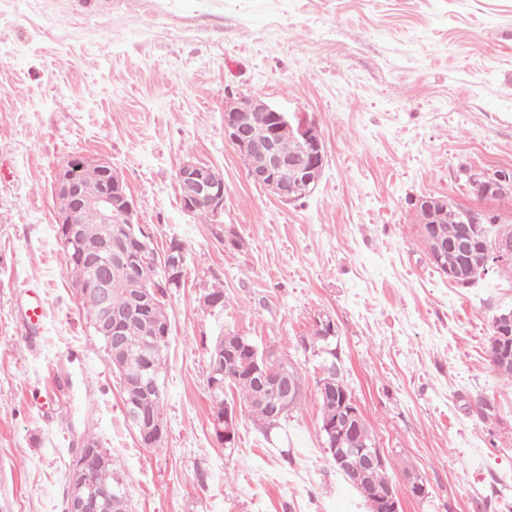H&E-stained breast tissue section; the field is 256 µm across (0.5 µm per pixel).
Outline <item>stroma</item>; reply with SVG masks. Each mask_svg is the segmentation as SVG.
Wrapping results in <instances>:
<instances>
[{"label":"stroma","instance_id":"1","mask_svg":"<svg viewBox=\"0 0 512 512\" xmlns=\"http://www.w3.org/2000/svg\"><path fill=\"white\" fill-rule=\"evenodd\" d=\"M0 86V512H64L88 436L130 512H369L320 431L321 316L394 482L427 483L404 512H512V387L486 359L512 276L448 281L413 205L432 195L512 225V200L477 198L461 174L512 168V0H0ZM242 96L316 125L325 164L304 198L249 178L224 136V104ZM72 156L111 164L156 251L186 247L164 298L158 450L126 418L62 249L55 178ZM189 159L224 179L216 221L181 205ZM214 285L220 312L201 300ZM230 331L295 363L305 389L271 433L240 414L227 448L207 362ZM28 299L23 309V321L26 329H31L41 322L44 316V307L39 294L34 289L26 290ZM315 323L318 330L314 326L312 343L317 347V350H320L321 348L324 347L328 349L336 348V339L331 341L330 345H328L318 337L319 335L320 338H322L325 341L329 340L331 337L337 338V327L334 320L328 316H321L318 319H316Z\"/></svg>","mask_w":512,"mask_h":512}]
</instances>
